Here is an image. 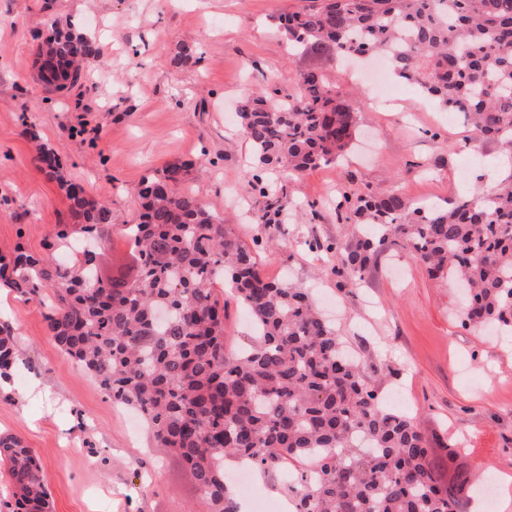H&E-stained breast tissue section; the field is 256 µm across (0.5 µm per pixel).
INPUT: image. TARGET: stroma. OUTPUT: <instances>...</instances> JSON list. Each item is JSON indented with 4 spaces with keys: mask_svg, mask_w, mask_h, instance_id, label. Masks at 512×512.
Wrapping results in <instances>:
<instances>
[{
    "mask_svg": "<svg viewBox=\"0 0 512 512\" xmlns=\"http://www.w3.org/2000/svg\"><path fill=\"white\" fill-rule=\"evenodd\" d=\"M298 0H0V254L47 253L57 225L73 223L60 180L41 171L24 135L32 122L64 163L65 180L112 205L98 248L103 276L130 271L127 234L139 219L137 189L150 171L191 163L178 192L192 191L224 214L247 244H259L261 271L309 289L335 319L387 407L416 416L435 475L465 470L498 488L494 512H512V338L464 325L458 293L387 241L362 281L340 276L355 224L336 199L393 189L442 203L481 189L478 169L503 152L472 148L471 130L449 119L415 85L392 80L396 102H374L372 68L288 52L272 21ZM96 35L101 58L88 84L45 99L36 48L51 22ZM196 64L171 58L180 42ZM321 67L359 110L358 142L346 160L286 182L277 223L269 198L250 182L248 145L235 107L276 85L295 94L301 72ZM317 209H310V202ZM39 298L0 293V321L13 330L21 362L0 396V433L19 436L42 463L52 512H207L179 457L156 447L136 411L113 404L57 346ZM247 512L282 503L284 475L248 472L251 492L225 469Z\"/></svg>",
    "mask_w": 512,
    "mask_h": 512,
    "instance_id": "35a3bbf8",
    "label": "stroma"
}]
</instances>
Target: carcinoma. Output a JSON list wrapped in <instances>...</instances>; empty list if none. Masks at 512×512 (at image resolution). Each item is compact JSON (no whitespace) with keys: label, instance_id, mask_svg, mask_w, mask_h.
<instances>
[{"label":"carcinoma","instance_id":"cac0c4a2","mask_svg":"<svg viewBox=\"0 0 512 512\" xmlns=\"http://www.w3.org/2000/svg\"><path fill=\"white\" fill-rule=\"evenodd\" d=\"M277 17L282 39L347 55L385 58L395 77L438 106L461 111L475 143L512 148V0H302ZM38 47V78L49 93L79 85L100 57L94 36L51 23ZM239 133L252 151L253 186L275 170L298 176L336 163L358 125L351 99L320 68L300 74L296 94L270 86L238 106ZM36 160L57 178L77 217L58 225L48 250L78 234L100 237L112 204L67 182L63 161L33 125ZM189 166L171 163L143 177L139 223L130 227L137 279L105 281L92 251L64 264L17 248L0 255V284L21 295L49 292L47 329L57 345L112 402L133 407L161 448L191 469L208 512H238L224 464L247 462L265 473L300 463L284 489L295 512H464L469 474L441 484L415 418L386 409L366 368L345 352L306 288L263 276L257 251L195 194L173 185ZM361 226L341 252L352 282L389 237L429 272L469 284L464 322L493 323L512 335V169L489 193L444 206L395 191L360 195L351 207ZM222 282L255 323L252 345L224 348ZM20 362L12 329L0 325V381ZM0 473L11 492L0 512H49L39 459L15 436H0Z\"/></svg>","mask_w":512,"mask_h":512}]
</instances>
